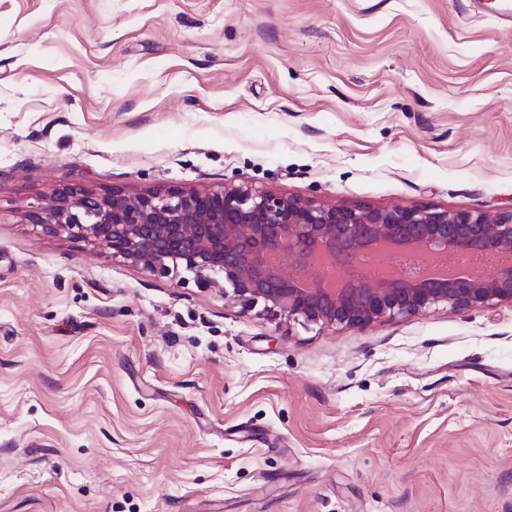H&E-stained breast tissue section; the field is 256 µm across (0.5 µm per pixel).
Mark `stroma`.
Returning a JSON list of instances; mask_svg holds the SVG:
<instances>
[{
    "mask_svg": "<svg viewBox=\"0 0 512 512\" xmlns=\"http://www.w3.org/2000/svg\"><path fill=\"white\" fill-rule=\"evenodd\" d=\"M485 4L0 0V512H512V305L317 333L30 218L71 185L511 206Z\"/></svg>",
    "mask_w": 512,
    "mask_h": 512,
    "instance_id": "1",
    "label": "stroma"
}]
</instances>
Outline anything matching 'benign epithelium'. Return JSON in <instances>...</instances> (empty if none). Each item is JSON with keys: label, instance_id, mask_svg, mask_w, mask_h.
<instances>
[{"label": "benign epithelium", "instance_id": "obj_1", "mask_svg": "<svg viewBox=\"0 0 512 512\" xmlns=\"http://www.w3.org/2000/svg\"><path fill=\"white\" fill-rule=\"evenodd\" d=\"M34 222L102 244L151 273L212 287L246 311L260 306L320 332L439 306L454 313L512 304V264L440 281L359 264L367 250L419 260L444 250L512 255V206L491 214L320 204L246 185L146 193L68 187L40 204ZM285 255L296 260L290 275L281 270Z\"/></svg>", "mask_w": 512, "mask_h": 512}]
</instances>
